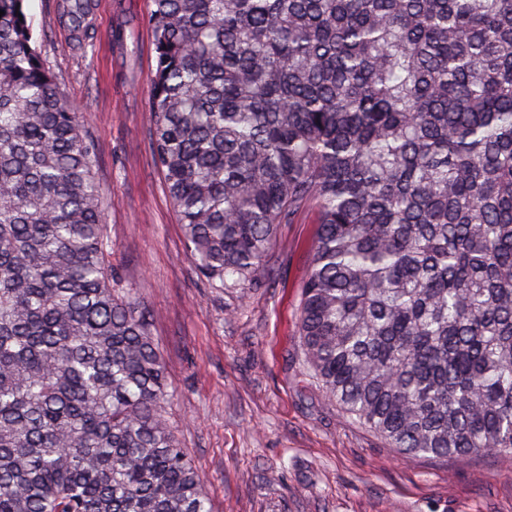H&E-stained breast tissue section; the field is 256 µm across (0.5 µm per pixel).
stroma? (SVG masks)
Returning a JSON list of instances; mask_svg holds the SVG:
<instances>
[{"label": "stroma", "mask_w": 512, "mask_h": 512, "mask_svg": "<svg viewBox=\"0 0 512 512\" xmlns=\"http://www.w3.org/2000/svg\"><path fill=\"white\" fill-rule=\"evenodd\" d=\"M63 0H26L45 65L97 152L108 260L153 316L165 416L213 512H512V459L402 455L318 395L297 330L312 213L277 227L271 282L239 301L202 278L151 150L147 0H92L91 46Z\"/></svg>", "instance_id": "1"}]
</instances>
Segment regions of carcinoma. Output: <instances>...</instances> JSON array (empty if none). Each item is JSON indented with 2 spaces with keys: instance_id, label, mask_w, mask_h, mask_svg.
Returning <instances> with one entry per match:
<instances>
[{
  "instance_id": "obj_1",
  "label": "carcinoma",
  "mask_w": 512,
  "mask_h": 512,
  "mask_svg": "<svg viewBox=\"0 0 512 512\" xmlns=\"http://www.w3.org/2000/svg\"><path fill=\"white\" fill-rule=\"evenodd\" d=\"M152 152L199 274L300 285L319 393L387 447L512 458V0H147ZM73 42L90 0H64ZM0 512H211L97 157L0 0Z\"/></svg>"
}]
</instances>
